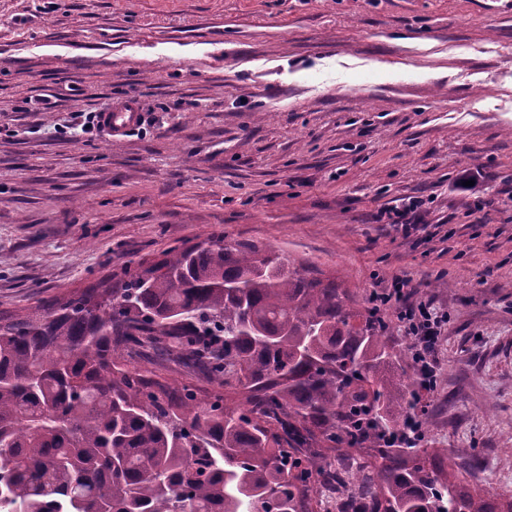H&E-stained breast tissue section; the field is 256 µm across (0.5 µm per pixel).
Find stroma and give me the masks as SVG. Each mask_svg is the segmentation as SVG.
<instances>
[{
    "mask_svg": "<svg viewBox=\"0 0 512 512\" xmlns=\"http://www.w3.org/2000/svg\"><path fill=\"white\" fill-rule=\"evenodd\" d=\"M219 231L360 303L412 278L448 314L424 443L512 496V0H0V312ZM100 115V122L112 133L124 132L136 125L139 119V112L132 108L113 109L112 105L103 109ZM420 201H410L408 206L401 210L397 209H383L381 210L376 219L382 224H400L406 231L410 229H417L418 222L412 216V213L419 207Z\"/></svg>",
    "mask_w": 512,
    "mask_h": 512,
    "instance_id": "35a3bbf8",
    "label": "stroma"
}]
</instances>
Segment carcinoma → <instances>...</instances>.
I'll list each match as a JSON object with an SVG mask.
<instances>
[{
    "mask_svg": "<svg viewBox=\"0 0 512 512\" xmlns=\"http://www.w3.org/2000/svg\"><path fill=\"white\" fill-rule=\"evenodd\" d=\"M412 369L381 308L282 249H168L0 317V512H313L354 465L340 512H512L422 447Z\"/></svg>",
    "mask_w": 512,
    "mask_h": 512,
    "instance_id": "cac0c4a2",
    "label": "carcinoma"
}]
</instances>
